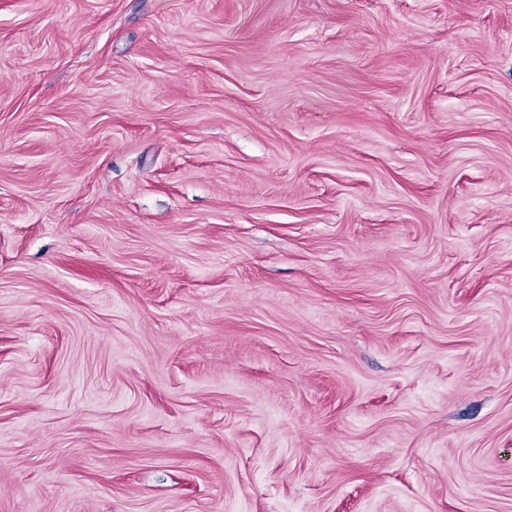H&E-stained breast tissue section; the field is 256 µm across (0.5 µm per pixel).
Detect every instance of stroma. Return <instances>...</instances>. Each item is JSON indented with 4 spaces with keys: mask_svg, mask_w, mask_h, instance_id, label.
Masks as SVG:
<instances>
[{
    "mask_svg": "<svg viewBox=\"0 0 512 512\" xmlns=\"http://www.w3.org/2000/svg\"><path fill=\"white\" fill-rule=\"evenodd\" d=\"M0 512H512V0H0Z\"/></svg>",
    "mask_w": 512,
    "mask_h": 512,
    "instance_id": "obj_1",
    "label": "stroma"
}]
</instances>
